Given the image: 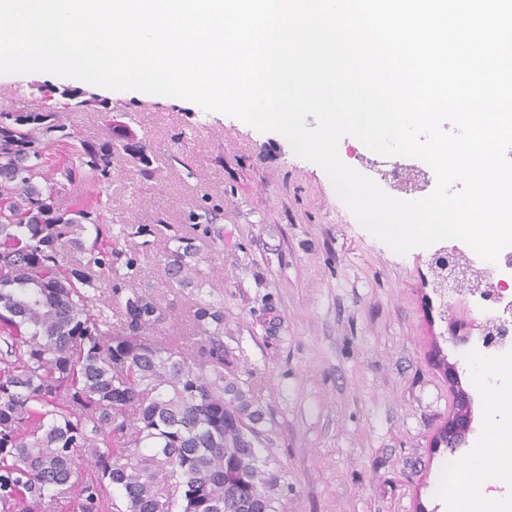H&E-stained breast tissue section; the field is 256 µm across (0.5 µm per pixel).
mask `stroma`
<instances>
[{"label":"stroma","mask_w":512,"mask_h":512,"mask_svg":"<svg viewBox=\"0 0 512 512\" xmlns=\"http://www.w3.org/2000/svg\"><path fill=\"white\" fill-rule=\"evenodd\" d=\"M96 94L98 104L70 113L77 132L105 136L110 112L153 159L146 175L116 157L111 182L88 184L89 200L105 202L102 222L169 224L190 237V212L213 215L218 236L194 258L193 284L169 285L161 235L139 253L135 284L191 358L195 283L205 280L224 312L226 359L265 411L279 512H436L444 464L469 460L490 426L468 348L450 340L453 319L477 334L480 304L434 293L429 249L400 255L372 236L282 135L156 94ZM437 346L473 399L470 445L453 453L431 446L455 406Z\"/></svg>","instance_id":"1"}]
</instances>
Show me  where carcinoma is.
Wrapping results in <instances>:
<instances>
[{
	"instance_id": "carcinoma-1",
	"label": "carcinoma",
	"mask_w": 512,
	"mask_h": 512,
	"mask_svg": "<svg viewBox=\"0 0 512 512\" xmlns=\"http://www.w3.org/2000/svg\"><path fill=\"white\" fill-rule=\"evenodd\" d=\"M59 89L74 108L93 97ZM51 141L70 142L53 173ZM117 153L151 173L145 143L128 131L83 138L42 103L0 105V512H41L70 494L77 512H101L114 485L123 500L111 512H278L264 412L249 381L224 374V312L198 303L189 361L159 335L165 310L138 289L124 299L112 289L117 323L95 309L103 278L122 267L135 275L137 258L114 242L141 237L145 250L158 232L115 230L77 195L111 180ZM168 240L166 275L182 285L199 247Z\"/></svg>"
}]
</instances>
